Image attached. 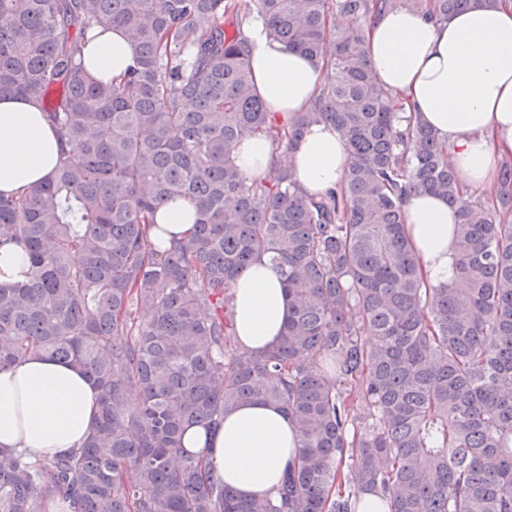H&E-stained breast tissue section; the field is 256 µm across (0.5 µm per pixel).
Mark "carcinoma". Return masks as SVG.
Here are the masks:
<instances>
[{
    "mask_svg": "<svg viewBox=\"0 0 512 512\" xmlns=\"http://www.w3.org/2000/svg\"><path fill=\"white\" fill-rule=\"evenodd\" d=\"M0 0V99L35 100L68 150L17 196L0 245L27 280L0 286V370L34 352L99 391L77 453L0 450V512H512V163L466 195L448 148L373 76L363 26L405 7L440 19L472 0ZM326 70L311 111L280 128L258 96L243 25ZM137 57L118 80L78 61L94 26ZM319 118L351 163L315 199L291 172L248 180L247 136L292 146ZM406 122L400 129V122ZM457 216V278L431 288L404 232L410 191ZM183 198L190 237L159 251L153 214ZM268 254L294 303L280 340L241 350L230 287ZM364 414H352L351 397ZM244 401L280 405L300 439L276 502L248 499L187 453V427Z\"/></svg>",
    "mask_w": 512,
    "mask_h": 512,
    "instance_id": "carcinoma-1",
    "label": "carcinoma"
}]
</instances>
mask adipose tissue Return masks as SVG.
I'll return each instance as SVG.
<instances>
[{
    "instance_id": "adipose-tissue-1",
    "label": "adipose tissue",
    "mask_w": 512,
    "mask_h": 512,
    "mask_svg": "<svg viewBox=\"0 0 512 512\" xmlns=\"http://www.w3.org/2000/svg\"><path fill=\"white\" fill-rule=\"evenodd\" d=\"M82 62L94 78L123 75L135 62L122 31L92 29ZM255 89L268 112L287 121L308 111L325 83L323 69L268 33L261 17L247 25ZM366 60L376 79L400 95L413 116L448 147V163L465 188L481 191L497 179L502 156L512 153V0L440 21L420 11L387 10L364 26ZM64 148L36 103L0 100V193L15 195L47 176ZM351 157L328 121L310 124L292 150H275L262 135L247 137L235 163L248 179L275 166L292 171L299 188L319 197L337 189ZM406 234L424 277L438 288L455 280L456 214L447 201L416 192L402 206ZM195 210L168 202L154 216V243L168 248L194 229ZM240 346L261 352L276 344L291 311L282 277L268 256L255 257L231 285ZM97 392L78 368L37 352L0 370V449L28 450L38 458L71 453L89 436ZM183 441L202 455L214 478L240 495L276 499L300 446L289 418L272 404L244 403L219 426L194 425Z\"/></svg>"
}]
</instances>
